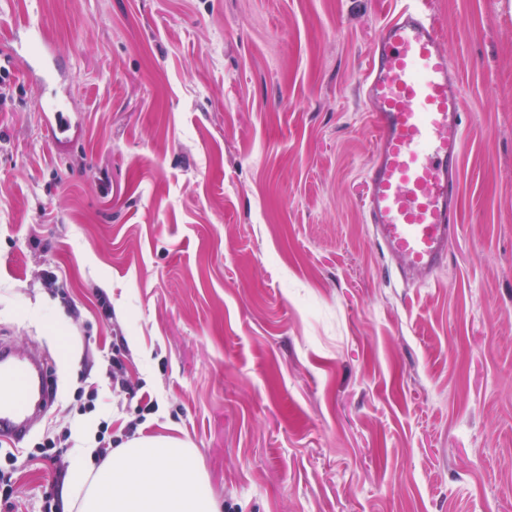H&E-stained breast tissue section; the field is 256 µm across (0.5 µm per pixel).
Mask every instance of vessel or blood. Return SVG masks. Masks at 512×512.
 I'll return each mask as SVG.
<instances>
[{"mask_svg": "<svg viewBox=\"0 0 512 512\" xmlns=\"http://www.w3.org/2000/svg\"><path fill=\"white\" fill-rule=\"evenodd\" d=\"M51 52L37 27L27 42L0 48L46 87L47 130L55 138L70 120L50 90ZM361 89L375 134L365 221L406 285L418 287L446 267L458 232L464 142L459 81L423 0H400L378 27ZM50 402L43 363L0 347V437L20 438Z\"/></svg>", "mask_w": 512, "mask_h": 512, "instance_id": "vessel-or-blood-1", "label": "vessel or blood"}]
</instances>
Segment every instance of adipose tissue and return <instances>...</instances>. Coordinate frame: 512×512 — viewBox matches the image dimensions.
Wrapping results in <instances>:
<instances>
[{"label":"adipose tissue","instance_id":"obj_1","mask_svg":"<svg viewBox=\"0 0 512 512\" xmlns=\"http://www.w3.org/2000/svg\"><path fill=\"white\" fill-rule=\"evenodd\" d=\"M80 512H220L199 455L172 437H137L93 476L75 471Z\"/></svg>","mask_w":512,"mask_h":512}]
</instances>
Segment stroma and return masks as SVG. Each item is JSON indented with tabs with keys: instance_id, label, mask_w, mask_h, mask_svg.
Instances as JSON below:
<instances>
[{
	"instance_id": "obj_1",
	"label": "stroma",
	"mask_w": 512,
	"mask_h": 512,
	"mask_svg": "<svg viewBox=\"0 0 512 512\" xmlns=\"http://www.w3.org/2000/svg\"><path fill=\"white\" fill-rule=\"evenodd\" d=\"M397 8L0 0V47L41 25L75 108L50 138L0 57V342L55 393L23 448L105 418L186 440L223 512H512V0H429L465 136L459 235L421 288L363 214L359 83ZM78 468L17 462L0 512H79Z\"/></svg>"
}]
</instances>
